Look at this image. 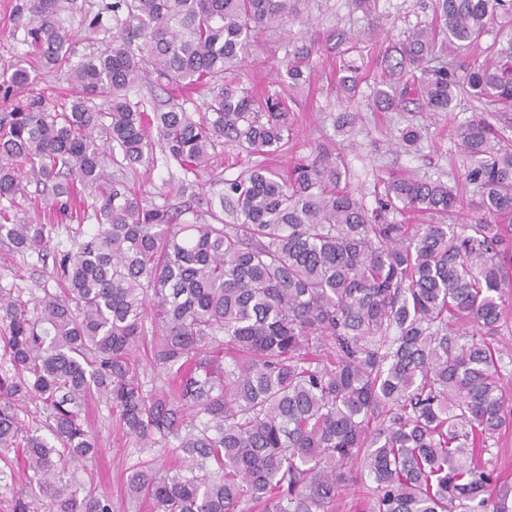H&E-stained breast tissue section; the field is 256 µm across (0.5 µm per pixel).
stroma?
Wrapping results in <instances>:
<instances>
[{"mask_svg": "<svg viewBox=\"0 0 512 512\" xmlns=\"http://www.w3.org/2000/svg\"><path fill=\"white\" fill-rule=\"evenodd\" d=\"M16 2L0 0V76L10 75L27 50L28 19L15 13ZM63 2V16L77 53L111 41L115 31L111 18H104L101 28L89 26L104 0ZM433 4L434 0H377V28L367 37L363 34L367 20L354 0H311L302 16L288 23L286 33L259 34L241 64L243 78L270 92L290 95L295 116V136L284 151L271 158V166L284 170L297 159H314L322 150L341 156L349 170V189L369 208L375 205V183L382 176L408 172L450 184L461 182L466 162L457 148L455 129L471 116L475 102L462 94L454 111L436 114L413 103L394 112H380L372 105V89L381 72L384 50L397 44L409 29L430 21ZM350 30L363 35L357 51L348 55L358 69L359 93L353 106L360 119L352 131L345 132L338 126L346 105L336 94L337 53L329 45L333 35ZM310 40L317 43L311 57L310 83L302 93L290 94L287 84L278 82L276 72L290 46ZM409 125L421 128L422 139L405 151L397 148L396 142L400 131ZM253 163V157L224 145L217 147L209 169L188 177L158 150L152 164L121 171L119 177L138 190L146 203L194 207L198 204L197 191L216 192V180L243 175ZM41 269L37 255L22 257L0 246V286L23 289L28 296L41 295ZM90 420L102 451L83 473V480L111 498L114 512H138L124 496L126 483L141 459L138 449L115 431L105 404L91 408Z\"/></svg>", "mask_w": 512, "mask_h": 512, "instance_id": "35a3bbf8", "label": "stroma"}]
</instances>
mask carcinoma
Instances as JSON below:
<instances>
[{"label": "carcinoma", "instance_id": "obj_1", "mask_svg": "<svg viewBox=\"0 0 512 512\" xmlns=\"http://www.w3.org/2000/svg\"><path fill=\"white\" fill-rule=\"evenodd\" d=\"M309 2L112 0L118 35L75 63L62 0H19L38 61L70 89L50 108L20 65L8 89L27 95L0 114V242L52 253L42 273L57 285L34 298L0 286V483L13 512H113L76 474L99 453L94 395L149 453L128 495L151 512H334L351 481L368 484L364 512H512L485 459L512 428V356L496 344L512 317V138L498 126L512 46L459 59L512 29V0H435L434 21L385 51L372 94L382 112H447L461 91L480 103L455 130L463 185L479 195L469 224L447 223L457 186L415 175L380 180L367 209L327 152L286 174L258 163L191 221L104 180L156 144L194 176L222 144L282 151L291 112L247 87L240 63ZM314 50L288 51V89L307 84ZM356 71L344 62L348 102ZM148 74L170 92L207 89L204 115L131 100ZM89 187L100 205L78 198ZM22 205L40 222L21 221ZM142 348L161 374L145 375ZM29 403L41 423L20 418ZM165 456L178 464L160 476Z\"/></svg>", "mask_w": 512, "mask_h": 512}]
</instances>
